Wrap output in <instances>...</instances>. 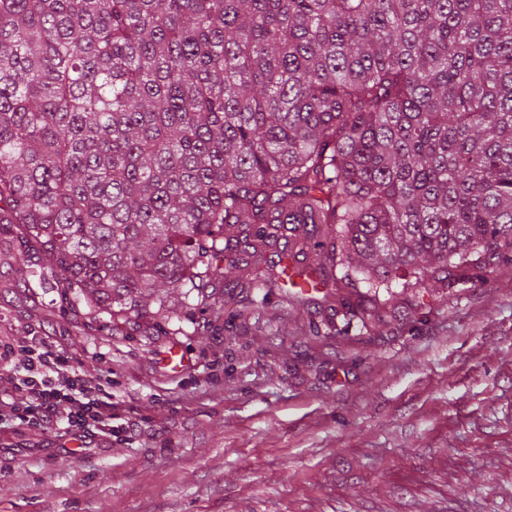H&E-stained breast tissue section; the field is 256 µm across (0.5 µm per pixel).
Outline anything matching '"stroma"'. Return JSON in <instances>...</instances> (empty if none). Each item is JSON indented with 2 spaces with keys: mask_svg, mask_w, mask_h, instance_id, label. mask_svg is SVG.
<instances>
[{
  "mask_svg": "<svg viewBox=\"0 0 512 512\" xmlns=\"http://www.w3.org/2000/svg\"><path fill=\"white\" fill-rule=\"evenodd\" d=\"M92 320L54 291L0 296V336L39 326L111 370L137 424L1 428L0 512H512V263L379 292L349 324L284 288L234 289L179 331Z\"/></svg>",
  "mask_w": 512,
  "mask_h": 512,
  "instance_id": "1",
  "label": "stroma"
}]
</instances>
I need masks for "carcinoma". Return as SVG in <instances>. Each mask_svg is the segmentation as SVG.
Returning a JSON list of instances; mask_svg holds the SVG:
<instances>
[{"label":"carcinoma","mask_w":512,"mask_h":512,"mask_svg":"<svg viewBox=\"0 0 512 512\" xmlns=\"http://www.w3.org/2000/svg\"><path fill=\"white\" fill-rule=\"evenodd\" d=\"M504 260L512 0H0V294L124 333Z\"/></svg>","instance_id":"obj_1"}]
</instances>
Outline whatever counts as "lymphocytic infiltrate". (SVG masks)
Listing matches in <instances>:
<instances>
[{
    "label": "lymphocytic infiltrate",
    "instance_id": "obj_1",
    "mask_svg": "<svg viewBox=\"0 0 512 512\" xmlns=\"http://www.w3.org/2000/svg\"><path fill=\"white\" fill-rule=\"evenodd\" d=\"M0 424L27 431L59 423L83 437H120L132 423L118 417L109 386L111 376L83 362L41 329L21 339L0 338Z\"/></svg>",
    "mask_w": 512,
    "mask_h": 512
}]
</instances>
